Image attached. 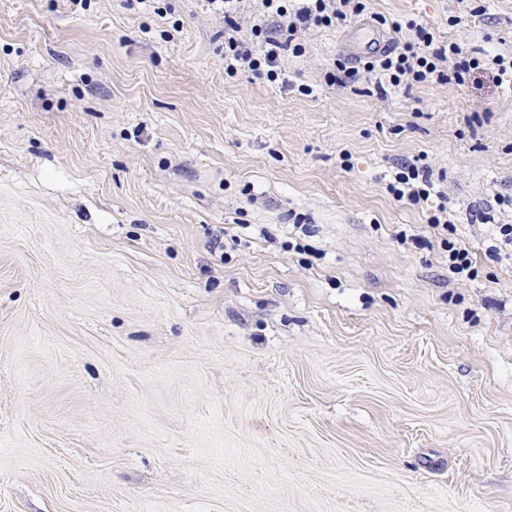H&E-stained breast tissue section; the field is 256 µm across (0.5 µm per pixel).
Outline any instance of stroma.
Segmentation results:
<instances>
[{
	"mask_svg": "<svg viewBox=\"0 0 512 512\" xmlns=\"http://www.w3.org/2000/svg\"><path fill=\"white\" fill-rule=\"evenodd\" d=\"M381 17L512 53L366 0L270 82L207 0H0V512H512V85L329 83ZM433 173L427 166L404 162L395 173L394 182L389 183L388 191L396 200H406L412 205L427 202L434 194ZM442 244L448 248L446 251H448L449 269L459 277H472L475 268L469 250L449 238L442 240Z\"/></svg>",
	"mask_w": 512,
	"mask_h": 512,
	"instance_id": "stroma-1",
	"label": "stroma"
}]
</instances>
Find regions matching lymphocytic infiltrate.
I'll return each mask as SVG.
<instances>
[{
  "mask_svg": "<svg viewBox=\"0 0 512 512\" xmlns=\"http://www.w3.org/2000/svg\"><path fill=\"white\" fill-rule=\"evenodd\" d=\"M224 17L229 34L224 39V71L228 74L247 69L276 81L285 56H302L305 47L301 30L333 27L345 22L352 13L364 11V0H304L297 9H289L288 0H256L254 22L242 29L239 20L244 0H212ZM339 83L365 79L376 85L394 87L465 84L473 74L486 73L497 84H512V55L479 57L463 52L457 43L438 44L432 24L411 23L398 45L385 55L365 62L362 68L338 63ZM389 193L399 201L418 205L434 192L432 172L412 162L399 166Z\"/></svg>",
  "mask_w": 512,
  "mask_h": 512,
  "instance_id": "1",
  "label": "lymphocytic infiltrate"
}]
</instances>
